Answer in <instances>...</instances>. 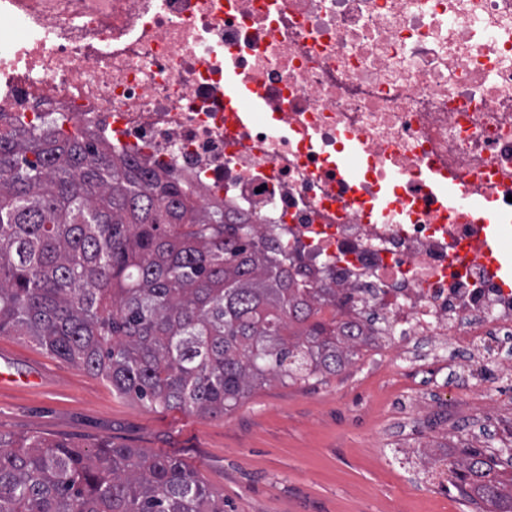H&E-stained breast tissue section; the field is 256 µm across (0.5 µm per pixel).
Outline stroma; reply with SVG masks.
Instances as JSON below:
<instances>
[{
    "label": "stroma",
    "mask_w": 512,
    "mask_h": 512,
    "mask_svg": "<svg viewBox=\"0 0 512 512\" xmlns=\"http://www.w3.org/2000/svg\"><path fill=\"white\" fill-rule=\"evenodd\" d=\"M420 388L405 361L362 348L333 374L273 381L233 410L160 412L23 336H0V432L182 458L224 512H491L417 464L477 447L512 475V430L487 411L431 422L405 408Z\"/></svg>",
    "instance_id": "stroma-1"
}]
</instances>
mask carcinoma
<instances>
[{"mask_svg": "<svg viewBox=\"0 0 512 512\" xmlns=\"http://www.w3.org/2000/svg\"><path fill=\"white\" fill-rule=\"evenodd\" d=\"M331 287L281 268L170 174L63 115L0 113V335L25 336L153 409L224 414L271 379L335 373L371 337L324 318ZM461 489L512 512V477L465 448ZM0 512H224L181 459L0 432Z\"/></svg>", "mask_w": 512, "mask_h": 512, "instance_id": "1", "label": "carcinoma"}]
</instances>
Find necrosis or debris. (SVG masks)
Segmentation results:
<instances>
[{
    "mask_svg": "<svg viewBox=\"0 0 512 512\" xmlns=\"http://www.w3.org/2000/svg\"><path fill=\"white\" fill-rule=\"evenodd\" d=\"M233 81L264 110L227 111ZM0 112L170 171L416 374L455 362L464 403L419 412L512 409V290L482 256L487 216L512 223V0H0ZM432 161L478 217L443 212Z\"/></svg>",
    "mask_w": 512,
    "mask_h": 512,
    "instance_id": "obj_1",
    "label": "necrosis or debris"
}]
</instances>
